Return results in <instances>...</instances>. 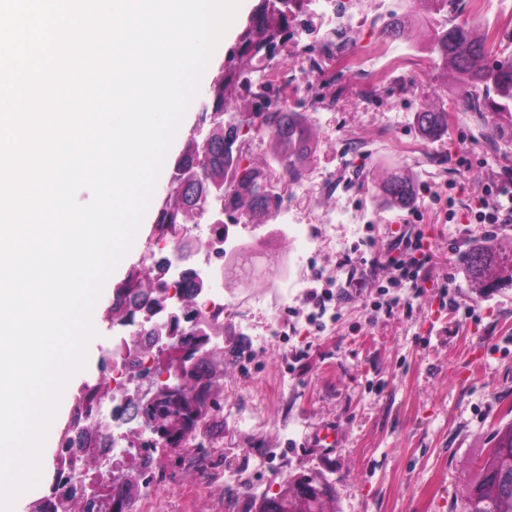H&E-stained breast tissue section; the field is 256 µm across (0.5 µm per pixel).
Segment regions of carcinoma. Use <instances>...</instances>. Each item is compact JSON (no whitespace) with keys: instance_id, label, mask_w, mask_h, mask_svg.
<instances>
[{"instance_id":"cac0c4a2","label":"carcinoma","mask_w":512,"mask_h":512,"mask_svg":"<svg viewBox=\"0 0 512 512\" xmlns=\"http://www.w3.org/2000/svg\"><path fill=\"white\" fill-rule=\"evenodd\" d=\"M307 0H259L251 12L227 58L212 78L204 98V112L211 115L212 130L208 145L189 137L181 156L176 160L175 176L183 184L175 201H160L151 233L150 246L158 245L166 228L172 224H187L196 217V191L214 197L222 214L245 224H265L281 201L278 188L266 173L247 160L246 145L260 137L267 139L270 160L291 179L302 177L310 150V131L304 114L288 105L283 89L265 82L251 103L247 123L239 121L224 125L227 99L235 91H251L252 74L260 66L270 65L277 56L278 42L294 37L296 17ZM433 53L445 66L461 71L467 77L469 90L465 107L483 119H492L497 131L504 132L506 151L512 152V53L488 65L493 47L488 37L472 35L469 22L460 23L437 36ZM418 125L432 136L448 134V113L424 111L418 113ZM384 192L396 206H406L413 200L414 186L401 175L390 177ZM169 259L156 264V275L144 282L139 272L132 270L116 288L107 315L129 312V321L142 314L141 324L152 323V317L162 311L159 298L168 295V288L182 300V316L167 319L168 328L189 347L191 354L203 352L197 336L201 331L194 320L201 317L199 298L206 284L193 267L181 271L179 279L167 280ZM508 273L512 286V250L502 252L494 245L473 248L467 256L470 287L481 290L495 288L502 282L501 271ZM175 387L170 382L154 380L155 396L150 403L133 405L135 416L144 427L156 435L153 447L139 457L138 464L118 470V488L112 494L110 512H132L141 488L153 480L152 448H179L189 435H195L198 423L216 405L213 378L203 361L181 360L175 364ZM112 391L111 383L103 379L83 388L73 398L72 420L79 421L85 406L96 403L102 394ZM94 420L88 418L84 427L90 432L86 439L88 460L84 467L92 471L99 460L96 442L105 437L94 433ZM471 477L462 491L460 512H512V420L492 429L490 446L470 463ZM76 503V512H102L98 496L86 489L64 491ZM328 496L326 485L310 477L290 482L286 493L262 499L258 512H325Z\"/></svg>"}]
</instances>
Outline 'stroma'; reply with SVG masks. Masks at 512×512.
<instances>
[{"mask_svg": "<svg viewBox=\"0 0 512 512\" xmlns=\"http://www.w3.org/2000/svg\"><path fill=\"white\" fill-rule=\"evenodd\" d=\"M350 26L346 52L379 46L383 18L374 0H361ZM501 0H485L473 32L495 31V51L512 52V21ZM468 9L435 11L416 0L400 17L407 65L387 66L378 95L358 99L367 80L354 70L309 71L300 77L298 109L312 132L305 166L323 172L326 189L315 192L288 224H237L230 233L254 256L243 271L235 254L224 258L223 396L252 408L258 423L238 425L213 411L196 433L200 451L159 448L154 453L157 488H144L134 512H256L263 494H276L298 475L331 490L328 512H449L467 478V466L488 445L491 428L512 405V287L478 292L468 285L467 255L493 241L512 247V224L488 229L471 215L500 188L497 203L512 194V158L501 139L455 135L432 140L434 158L408 153L404 144L422 139L415 115L445 109L459 128L479 123L463 111L467 82L436 60L430 48L438 32L469 18ZM402 105L391 134H381L380 114ZM415 187L410 206H393L383 192L392 174ZM360 210L386 215L380 224H336L332 236L345 249L312 248L303 231L314 216L335 213L345 192ZM423 213V222L413 220ZM420 232L433 252L421 296L411 289L398 302L373 305L375 280L403 232ZM113 280H106L92 322L87 366L76 374L60 403V422L71 417L72 400L94 383L103 355L123 326L106 321ZM342 293L320 321H308L311 289ZM454 289L459 310L442 302ZM288 295L280 341L260 346L253 334L272 315L270 301ZM477 304L474 316L463 305ZM247 320H240L239 312ZM336 430L335 447L317 448V429ZM271 459L257 471L260 459ZM236 471L238 485L225 482Z\"/></svg>", "mask_w": 512, "mask_h": 512, "instance_id": "obj_1", "label": "stroma"}]
</instances>
